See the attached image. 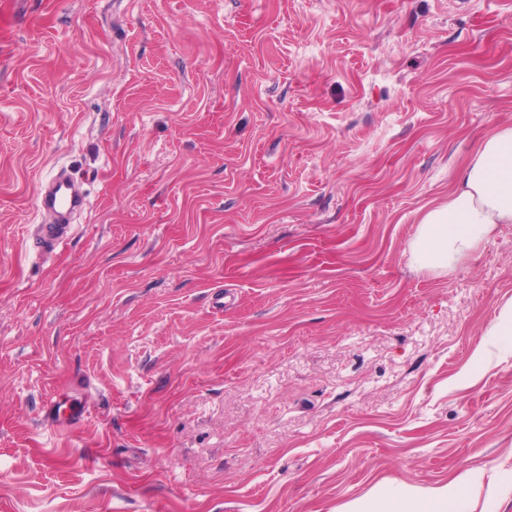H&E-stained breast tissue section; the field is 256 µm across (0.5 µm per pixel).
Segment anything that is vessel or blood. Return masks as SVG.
<instances>
[{
    "label": "vessel or blood",
    "mask_w": 512,
    "mask_h": 512,
    "mask_svg": "<svg viewBox=\"0 0 512 512\" xmlns=\"http://www.w3.org/2000/svg\"><path fill=\"white\" fill-rule=\"evenodd\" d=\"M37 205L52 217L50 223L38 227L36 234L38 248L49 252L66 245L73 215L87 208L86 196L75 181L60 174L51 179L48 186L41 188Z\"/></svg>",
    "instance_id": "1"
}]
</instances>
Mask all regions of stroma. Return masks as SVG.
I'll return each instance as SVG.
<instances>
[{
    "instance_id": "stroma-1",
    "label": "stroma",
    "mask_w": 512,
    "mask_h": 512,
    "mask_svg": "<svg viewBox=\"0 0 512 512\" xmlns=\"http://www.w3.org/2000/svg\"><path fill=\"white\" fill-rule=\"evenodd\" d=\"M509 122L512 0H0V512H512V224L406 253ZM86 197L73 179L60 173L41 188L37 195L38 208L49 213L53 220L38 227L37 248L55 252L67 244L69 224L75 213L87 209ZM467 481L456 478L439 488L432 489L426 496L418 492H404L393 506L379 504L378 498L356 501L343 512H446L448 502L457 498Z\"/></svg>"
}]
</instances>
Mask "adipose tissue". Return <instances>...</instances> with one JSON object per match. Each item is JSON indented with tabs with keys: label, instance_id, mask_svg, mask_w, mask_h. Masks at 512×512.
Masks as SVG:
<instances>
[{
	"label": "adipose tissue",
	"instance_id": "obj_1",
	"mask_svg": "<svg viewBox=\"0 0 512 512\" xmlns=\"http://www.w3.org/2000/svg\"><path fill=\"white\" fill-rule=\"evenodd\" d=\"M501 224H512V123L482 136L447 203L423 214L406 252L417 268L446 269L472 258ZM466 485L456 478L424 496L408 491L391 506L375 498L356 501L345 512H447Z\"/></svg>",
	"mask_w": 512,
	"mask_h": 512
}]
</instances>
